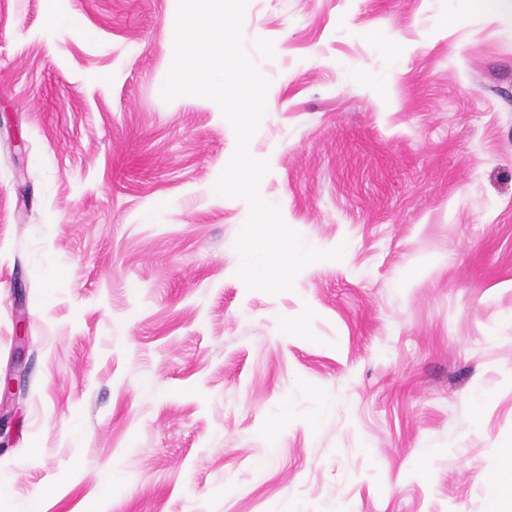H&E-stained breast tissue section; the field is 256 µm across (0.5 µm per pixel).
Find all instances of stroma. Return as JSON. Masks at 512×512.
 <instances>
[{
  "instance_id": "1",
  "label": "stroma",
  "mask_w": 512,
  "mask_h": 512,
  "mask_svg": "<svg viewBox=\"0 0 512 512\" xmlns=\"http://www.w3.org/2000/svg\"><path fill=\"white\" fill-rule=\"evenodd\" d=\"M175 15L0 0L11 512H485L512 447V18L249 0L260 194L346 247L270 295L235 275L246 202L213 191L231 125L161 97Z\"/></svg>"
}]
</instances>
